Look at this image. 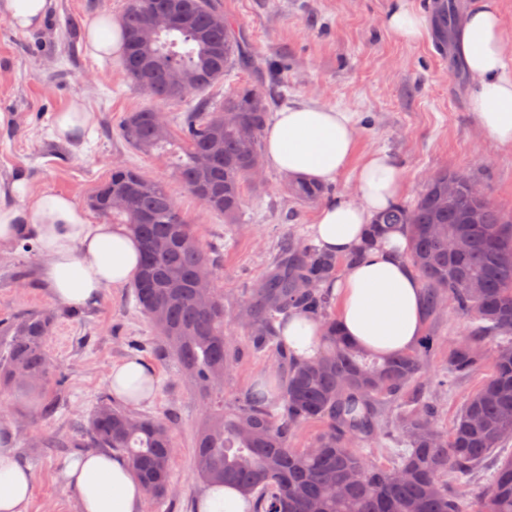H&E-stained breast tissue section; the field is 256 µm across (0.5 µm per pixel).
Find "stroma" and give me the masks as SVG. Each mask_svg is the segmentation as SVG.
<instances>
[{"label": "stroma", "mask_w": 512, "mask_h": 512, "mask_svg": "<svg viewBox=\"0 0 512 512\" xmlns=\"http://www.w3.org/2000/svg\"><path fill=\"white\" fill-rule=\"evenodd\" d=\"M127 0H52L39 27L23 34L0 19V183L25 175L31 187L86 205L113 165L130 164L166 182L201 243L214 249L215 286L224 294V334L233 364L224 374V402L237 404L272 373L273 349H256L235 313L252 288L273 268L281 241L308 237L319 202L296 199L284 174L263 168L260 186L245 184L237 225L207 212L175 179L166 155L131 149L117 127L150 103L127 78L122 58L96 59L85 44V25L109 12L121 18ZM226 16L261 63L278 66L280 105L306 97L353 113L356 164L374 150L394 157L405 181L403 202H413L428 180L448 169L471 175L489 200L512 216V148L484 139L468 107V78L451 42L438 35L405 43L383 26L393 0H219ZM98 115L91 139L78 145L53 137L58 112L72 102ZM56 313L45 344L57 378L49 386L0 389L10 407L22 461L35 476L28 512H77V495L61 476L76 456L69 442L87 425L110 392L112 363L131 356L151 367L158 390L147 414L173 419L174 461L170 492L145 496L142 512H193L201 483L194 453L203 403L176 360L136 304L130 287L111 288L78 318L55 304L36 254L0 246V317L25 310ZM468 323L452 305L427 318V378L417 388L434 402L438 430L452 427L466 397L490 375V363L456 380L448 378V348ZM55 401L52 415L42 413ZM57 440L58 449L39 447Z\"/></svg>", "instance_id": "stroma-1"}]
</instances>
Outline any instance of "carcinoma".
<instances>
[{
  "label": "carcinoma",
  "mask_w": 512,
  "mask_h": 512,
  "mask_svg": "<svg viewBox=\"0 0 512 512\" xmlns=\"http://www.w3.org/2000/svg\"><path fill=\"white\" fill-rule=\"evenodd\" d=\"M174 0H128L122 18L124 69L145 89L153 105L127 115L119 135L135 149H163L177 137L184 145L175 172L205 209L237 222L242 186L255 180L261 165V137L269 112L268 97L253 85L224 96L220 103L195 98L237 66L263 71L218 0H193L186 24L159 32L144 48L154 73H140V53L131 34ZM178 103L183 112L157 124V106ZM219 143L212 165L198 157ZM460 181V193L448 204V175ZM468 175H435L412 205L396 204L377 220L374 232L391 224L410 227L408 260L425 288L427 310L437 313L451 301L469 322L468 333L448 351V382L466 376L492 359L489 378L463 404L448 435L434 424L428 406L402 409L391 421L389 439L397 447L389 468L367 464L356 444L380 431L381 402L401 396L421 379L420 352L380 356L368 353L339 334L328 313L332 294L320 284L333 277L339 258L311 243L286 240L275 272L240 306L237 316L257 348L275 341L278 315L291 310L319 319L323 335L317 355L298 362L278 347L280 403L265 402L261 392L233 408H224V372L232 365L224 336V297L214 287L196 288L199 272L215 279L216 263L193 225L182 214L160 179L120 165L89 197L100 217L125 224L140 242L141 263L133 279L137 305L167 351L207 399L196 435L195 472L204 483L234 486L253 498L255 512H512V455L501 460L488 484L468 502L446 480L483 468L488 458L512 441V220L487 198L467 190ZM299 200L314 201L317 185L293 183ZM121 194L129 204L115 209L108 197ZM469 239L460 258L448 256V237ZM473 280L472 291L464 282ZM55 315L23 311L0 319V386H45L53 370L44 349ZM320 419L326 429L314 448L290 446L291 434L304 422ZM172 425L161 417L136 415L101 402L76 448L123 452L146 492L161 498L169 491L173 455Z\"/></svg>",
  "instance_id": "obj_1"
}]
</instances>
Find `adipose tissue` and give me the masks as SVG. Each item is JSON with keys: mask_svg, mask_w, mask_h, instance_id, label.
<instances>
[{"mask_svg": "<svg viewBox=\"0 0 512 512\" xmlns=\"http://www.w3.org/2000/svg\"><path fill=\"white\" fill-rule=\"evenodd\" d=\"M384 27L394 38L418 42L428 33L427 17L408 0H395ZM455 42L470 77L469 103L484 135L512 147V61L505 50L499 0H478L461 16ZM122 26L111 14L90 20L86 48L101 59L121 52ZM96 117L82 104L58 113L53 129L76 142L92 137ZM353 113L314 100H295L271 116L264 160L286 176L315 183L335 181L353 156ZM355 197L325 203L309 229L315 243L346 261L330 283L336 301V325L355 346L401 355L422 336L426 313L421 282L405 253L410 230L395 225L371 239L375 219L405 192L402 173L390 154L369 152L353 174ZM24 240L36 244L38 263L52 301L71 307L95 303L110 288L134 277L140 245L122 224L92 223L87 211L63 195L34 191L19 176L0 188V245ZM296 358L309 359L319 347L320 325L303 314L289 315L282 331ZM107 381L113 398L139 407L151 404L158 379L137 359L110 366ZM67 486L77 493L78 512H142L143 485L128 462L110 451L93 450L65 462ZM34 473L22 463L14 427L0 421V512H28ZM252 503L230 486L208 485L194 512H251Z\"/></svg>", "mask_w": 512, "mask_h": 512, "instance_id": "ef3b65f1", "label": "adipose tissue"}]
</instances>
